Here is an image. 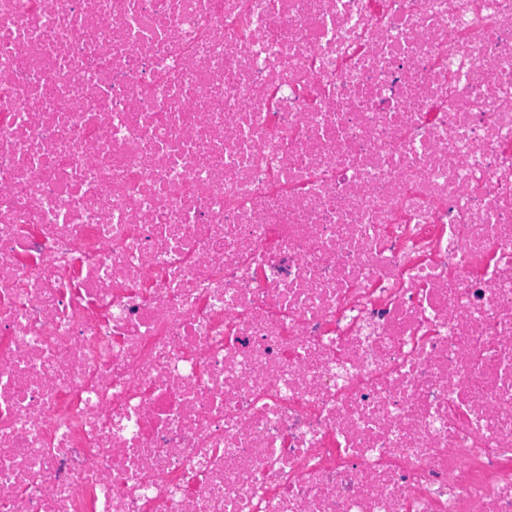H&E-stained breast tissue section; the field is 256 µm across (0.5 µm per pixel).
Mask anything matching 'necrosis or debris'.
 <instances>
[{
    "mask_svg": "<svg viewBox=\"0 0 512 512\" xmlns=\"http://www.w3.org/2000/svg\"><path fill=\"white\" fill-rule=\"evenodd\" d=\"M0 512H512V0H0Z\"/></svg>",
    "mask_w": 512,
    "mask_h": 512,
    "instance_id": "obj_1",
    "label": "necrosis or debris"
}]
</instances>
